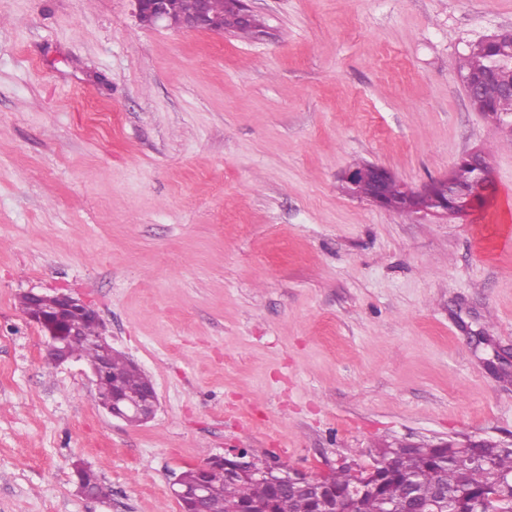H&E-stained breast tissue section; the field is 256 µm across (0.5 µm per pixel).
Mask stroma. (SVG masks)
<instances>
[{"label":"stroma","instance_id":"stroma-1","mask_svg":"<svg viewBox=\"0 0 512 512\" xmlns=\"http://www.w3.org/2000/svg\"><path fill=\"white\" fill-rule=\"evenodd\" d=\"M260 34L143 26L132 0H0V512H180L227 448L320 475L386 441L512 443V132L458 60L512 0H249ZM474 149L463 217L351 195ZM71 294L152 378L153 420L46 360L20 295ZM106 500L77 493L73 464Z\"/></svg>","mask_w":512,"mask_h":512}]
</instances>
